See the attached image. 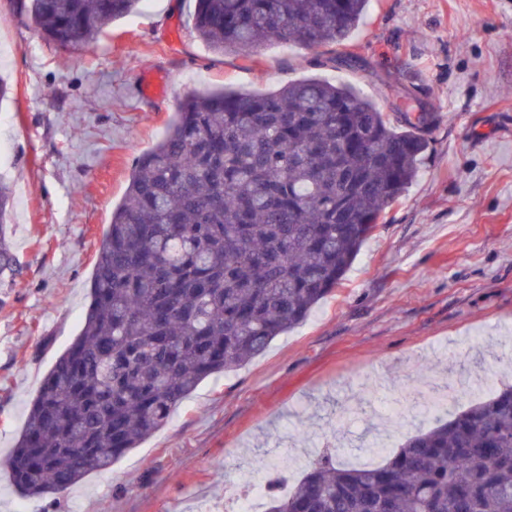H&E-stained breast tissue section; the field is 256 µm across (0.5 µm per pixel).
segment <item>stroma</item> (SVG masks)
I'll list each match as a JSON object with an SVG mask.
<instances>
[{"label":"stroma","instance_id":"1","mask_svg":"<svg viewBox=\"0 0 512 512\" xmlns=\"http://www.w3.org/2000/svg\"><path fill=\"white\" fill-rule=\"evenodd\" d=\"M195 0H144L96 42L46 41L0 0V102L15 196L7 236L18 272L0 286V457L78 334L95 254L132 164L187 94L268 93L325 69L310 50L267 46L258 62L210 51ZM340 70L386 113L400 90L437 116L417 180L377 224L342 284L266 353L203 380L170 421L60 498L22 497L0 470V512H207L237 480L284 463L297 487L324 442L364 451L380 411L422 366L512 384V0H372ZM167 92L142 96L140 75ZM391 72L388 86L376 73Z\"/></svg>","mask_w":512,"mask_h":512}]
</instances>
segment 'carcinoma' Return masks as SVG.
I'll return each instance as SVG.
<instances>
[{"mask_svg":"<svg viewBox=\"0 0 512 512\" xmlns=\"http://www.w3.org/2000/svg\"><path fill=\"white\" fill-rule=\"evenodd\" d=\"M143 0H21L45 39L78 49ZM216 54L271 43L333 71L369 0H195ZM393 115L351 87L307 78L276 92L181 99L140 155L97 250L79 334L0 462L30 498L69 490L152 436L206 378L263 355L330 295L386 210L417 179L436 115L411 94ZM0 181V277L18 271ZM416 430L372 467L322 454L267 512H512V385Z\"/></svg>","mask_w":512,"mask_h":512,"instance_id":"1","label":"carcinoma"}]
</instances>
